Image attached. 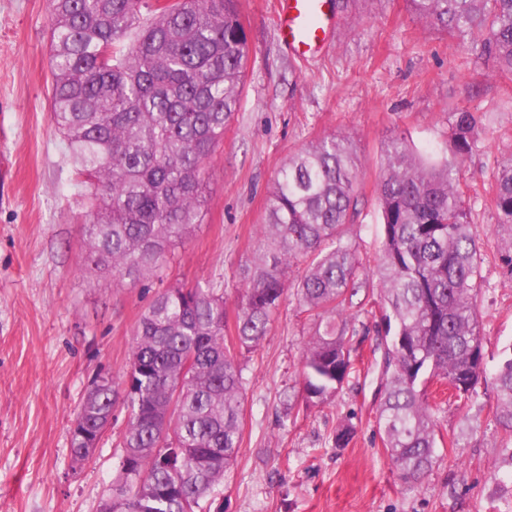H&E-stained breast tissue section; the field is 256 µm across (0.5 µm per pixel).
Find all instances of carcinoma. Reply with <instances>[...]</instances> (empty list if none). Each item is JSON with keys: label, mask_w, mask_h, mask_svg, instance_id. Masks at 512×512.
Listing matches in <instances>:
<instances>
[{"label": "carcinoma", "mask_w": 512, "mask_h": 512, "mask_svg": "<svg viewBox=\"0 0 512 512\" xmlns=\"http://www.w3.org/2000/svg\"><path fill=\"white\" fill-rule=\"evenodd\" d=\"M406 2L512 77V0ZM49 29L51 112L85 186L87 261L124 288L161 269L203 223L205 176L239 108L249 54L240 0H49ZM476 134L473 113H454L452 158L440 165L424 164L406 138L391 139L377 184L379 426L408 487L436 460L425 384L439 379L462 398L485 374L484 257L458 178ZM358 176L348 132L291 155L268 193L261 254L242 270L238 348L260 345L290 290L305 310L330 315L302 357L312 403L334 397L353 365L336 316L360 288L357 249L344 239L359 214ZM492 191L498 223L512 228V159L498 167ZM226 327L224 294L176 283L141 315L122 377L93 383V400L75 416L83 430L100 432L118 404L128 412L118 456L124 480L100 512H204L202 502L223 486L243 412L242 368ZM494 381L499 423L512 433V357Z\"/></svg>", "instance_id": "carcinoma-1"}]
</instances>
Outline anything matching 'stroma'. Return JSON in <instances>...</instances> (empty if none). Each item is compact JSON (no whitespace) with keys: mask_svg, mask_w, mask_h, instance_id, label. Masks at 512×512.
Segmentation results:
<instances>
[{"mask_svg":"<svg viewBox=\"0 0 512 512\" xmlns=\"http://www.w3.org/2000/svg\"><path fill=\"white\" fill-rule=\"evenodd\" d=\"M276 5L242 0L249 61L240 106L208 169L203 224L163 273L116 289L85 265L78 176L49 106L47 0H0V512H99L118 476L125 411L115 408L94 456L75 462L70 428L93 381L123 372L141 313L174 283L222 288L235 317L239 272L259 251L276 173L334 132L352 133L361 162V214L347 236L367 286L336 318L354 367L328 403L306 402L301 358L319 320L288 296L261 344L237 352L241 444L209 512H512V435L498 422L492 380L512 347V276L496 250L512 231L499 226L492 193L499 165L512 158V79L418 18L406 0H335L337 29L300 59L277 33ZM461 111L478 118L462 176L486 255L479 311L487 376L472 400L434 396L437 458L410 489L377 424L376 184L394 136H406L425 160L445 161ZM346 423L353 434L340 448L336 431Z\"/></svg>","mask_w":512,"mask_h":512,"instance_id":"obj_1","label":"stroma"}]
</instances>
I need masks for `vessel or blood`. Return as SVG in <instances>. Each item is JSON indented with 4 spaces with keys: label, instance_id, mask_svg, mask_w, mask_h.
I'll use <instances>...</instances> for the list:
<instances>
[{
    "label": "vessel or blood",
    "instance_id": "vessel-or-blood-1",
    "mask_svg": "<svg viewBox=\"0 0 512 512\" xmlns=\"http://www.w3.org/2000/svg\"><path fill=\"white\" fill-rule=\"evenodd\" d=\"M277 26L291 51L306 57L320 48L337 20L330 0H278Z\"/></svg>",
    "mask_w": 512,
    "mask_h": 512
}]
</instances>
